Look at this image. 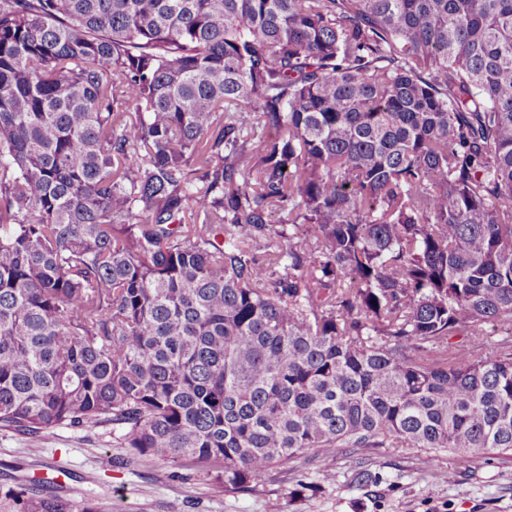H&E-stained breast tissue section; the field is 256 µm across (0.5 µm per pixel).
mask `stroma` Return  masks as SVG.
I'll use <instances>...</instances> for the list:
<instances>
[{"instance_id":"35a3bbf8","label":"stroma","mask_w":512,"mask_h":512,"mask_svg":"<svg viewBox=\"0 0 512 512\" xmlns=\"http://www.w3.org/2000/svg\"><path fill=\"white\" fill-rule=\"evenodd\" d=\"M111 427L54 428L27 437L0 428V476L45 478L73 498L97 495L112 512H512V457L421 448H341L325 481L299 458L245 494L219 492L198 467L154 458L119 468ZM372 480H358L362 471Z\"/></svg>"}]
</instances>
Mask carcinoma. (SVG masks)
I'll list each match as a JSON object with an SVG mask.
<instances>
[{
	"label": "carcinoma",
	"instance_id": "carcinoma-1",
	"mask_svg": "<svg viewBox=\"0 0 512 512\" xmlns=\"http://www.w3.org/2000/svg\"><path fill=\"white\" fill-rule=\"evenodd\" d=\"M286 214V223L271 221ZM512 0H0V428L223 492L512 452ZM0 512H109L31 481Z\"/></svg>",
	"mask_w": 512,
	"mask_h": 512
}]
</instances>
